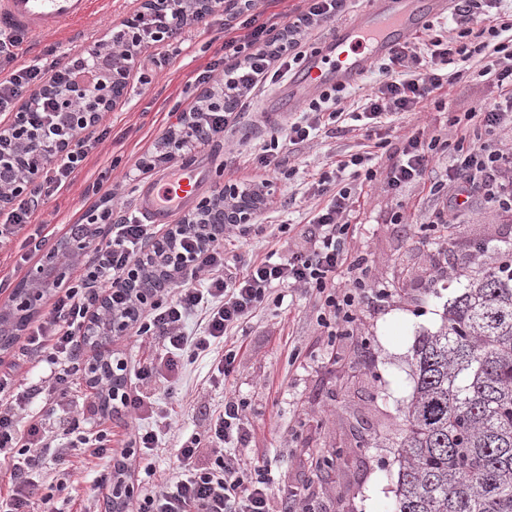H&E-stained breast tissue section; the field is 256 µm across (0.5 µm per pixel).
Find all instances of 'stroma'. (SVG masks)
<instances>
[{
    "label": "stroma",
    "mask_w": 512,
    "mask_h": 512,
    "mask_svg": "<svg viewBox=\"0 0 512 512\" xmlns=\"http://www.w3.org/2000/svg\"><path fill=\"white\" fill-rule=\"evenodd\" d=\"M300 4L260 0L250 15L241 0H224L221 9L184 23L171 42L142 45L122 104L101 115L109 135L90 150L70 183L33 214L32 225L42 228L46 247L81 219L89 207L86 189L97 181L130 214L137 211L141 185L164 177L178 161L208 164V197L229 184L258 183L262 173L255 157L280 126L261 110L267 89L241 99L223 139L183 151L173 162L163 150L167 114L195 104L194 78L212 56L211 38L243 36L259 22L285 23ZM139 6L140 0H93L83 22L55 34L26 35L16 61L29 65L49 48L64 55L102 43ZM478 68L475 62L464 64L461 80L450 87L442 105L402 112L386 123L362 115L365 97L379 78L369 70L345 89L346 114L339 126H326L302 144L284 145L279 156L291 177L273 182L264 220L248 235L226 233V260L240 265L271 252L284 259L305 248L304 231L327 203L314 193L315 174L345 156L370 152L377 177L358 191L346 217L351 226L346 250L364 255L370 276L391 295L387 303L363 305L353 334L333 343L322 324L323 298L296 290L283 302H268L243 329L230 333L229 342L238 348L231 376L220 374L210 355L182 363L169 379V391L161 395V407L171 412L175 424L150 458L154 483L173 475L180 440L206 434L225 397L233 396L247 401L250 428L248 442L235 453L246 464H268L277 488L309 487L325 512H393L403 412L414 391L413 346L419 336L441 327L448 303L482 268L512 263V212L486 205L477 193L450 227L438 218L443 203L431 194L430 179L408 184L397 195L386 191L384 182L405 136L417 132L443 143L454 135L449 112L499 101L494 82L477 77ZM378 138L390 142V150L375 149ZM38 259V254H25L22 236L0 243V304ZM439 266L453 267V275L435 277ZM294 352L299 355L295 361L290 358ZM92 400L82 381L67 405L55 406L52 396L43 393L30 410L52 412L54 436L64 446L71 440L70 421ZM101 467L99 460L75 455L65 468L52 452L44 458L39 479L53 486L58 512H96L109 494L108 487L96 482Z\"/></svg>",
    "instance_id": "1"
}]
</instances>
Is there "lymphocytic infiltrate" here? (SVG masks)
Listing matches in <instances>:
<instances>
[{"label":"lymphocytic infiltrate","mask_w":512,"mask_h":512,"mask_svg":"<svg viewBox=\"0 0 512 512\" xmlns=\"http://www.w3.org/2000/svg\"><path fill=\"white\" fill-rule=\"evenodd\" d=\"M503 0H454L453 15L461 24L456 35L431 37L426 45L427 71L415 73L411 63L418 56L408 46L398 47L380 63L381 79L368 97L366 111L378 119L399 112L422 108L435 100L438 93L458 79L451 66L457 62L482 63V75L493 77L502 99L494 104H480L471 111L451 116L450 126L459 128L460 136L449 142L452 163L444 179L434 182L435 192L447 184H456L457 196L448 201L449 211L463 208L460 192L482 191L486 204L512 211V151L486 144L468 142L465 131L475 127L490 130L512 123V14L502 9ZM345 0H304L303 8L287 25L261 24L250 34L224 40L214 50L206 69L199 72L195 85L204 103L191 112L190 123L200 126L205 141L223 136L233 120L231 113L214 106L212 85H219L226 97L241 98L266 81L276 79V66L299 64L304 52L300 37L318 22L338 16ZM95 60L90 56L72 55L63 59L46 51L42 62L12 69L0 79V111H6L20 99H30L31 111L39 117H53L57 106L52 97L42 94L46 75L64 83L78 74L91 72ZM339 90L324 92L312 100L302 115L289 124L285 139L298 145L318 130L323 119L339 121L344 113ZM95 137L71 142L59 164L47 170L34 192L20 199L0 222V240L23 235L24 246L39 251L43 240L39 234H26L25 228L42 198L61 190L72 174L82 168ZM433 145L419 136L410 135L398 150L399 157L387 182L388 190L400 191L406 184L423 179L432 160ZM371 155L352 154L338 161L335 172L322 173L316 183L319 194L328 196L307 233L309 247L294 252L287 260L267 256L248 261L240 273L226 275L224 237L216 235L207 246H200L192 236L184 237L185 246L194 248L192 267L183 270L142 310L136 336L162 338L161 359H147L129 370L134 388L123 392L119 405L136 419L151 412L162 379V368H174L184 358H194L210 350L212 344L242 325L253 312L265 304L278 287L311 289L324 294L329 309L331 332L344 336L357 320L363 303L383 301L386 293L365 274V260L349 258L343 242L349 233L344 219L354 203L346 176L372 182L376 172ZM94 212H112L111 199L94 205ZM112 234L96 251L93 263L84 269L73 285L57 297L49 316L42 319L27 336L23 357L35 362L48 382L56 401H67L81 372L83 349L77 340L101 295H119L129 269L136 264L143 245L155 232L151 225L133 215L113 214ZM202 314L199 332L186 333L185 322L193 314ZM16 371L0 373V455L12 458L6 499L8 512H53L52 493L42 492L32 480L33 471L41 469L45 452L53 436L46 416L28 413L33 391L16 390ZM246 405L236 398L224 401L222 413L210 427L208 439L190 435L177 450V471L162 485L142 488L125 501L121 512H273L280 503L283 512L300 508L301 512H318L319 502L313 491L301 488L274 498L271 470L267 466L242 467L239 459L228 454L231 445L245 444L250 435ZM158 445L152 430L136 429L124 446L112 445V435L98 430L95 436L77 435L71 448L93 457H107L124 478L135 472L152 475L147 460ZM210 453V465H200L203 453Z\"/></svg>","instance_id":"lymphocytic-infiltrate-1"}]
</instances>
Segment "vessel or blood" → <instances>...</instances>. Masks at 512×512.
<instances>
[{
    "label": "vessel or blood",
    "instance_id": "1",
    "mask_svg": "<svg viewBox=\"0 0 512 512\" xmlns=\"http://www.w3.org/2000/svg\"><path fill=\"white\" fill-rule=\"evenodd\" d=\"M92 0H0V32L51 33L86 18ZM449 0H371L370 8L333 26L328 37L308 50L266 104L268 116L297 111L330 88L355 84L375 61L392 55L412 39L428 18L441 14ZM206 182L201 166L185 163L162 179L148 183L138 208L149 223L172 222Z\"/></svg>",
    "mask_w": 512,
    "mask_h": 512
}]
</instances>
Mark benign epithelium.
Wrapping results in <instances>:
<instances>
[{"instance_id":"obj_1","label":"benign epithelium","mask_w":512,"mask_h":512,"mask_svg":"<svg viewBox=\"0 0 512 512\" xmlns=\"http://www.w3.org/2000/svg\"><path fill=\"white\" fill-rule=\"evenodd\" d=\"M140 17L142 13L139 12L136 17L124 23L121 30L123 41L134 45L151 37H163L162 27L149 35L144 33L138 24ZM93 52L96 56L105 54L106 80L100 82L92 94H86L79 86H73L66 92L51 85L42 89V93H49L56 100V116L61 133L64 134V138L58 142L60 148L82 134L90 120L99 115L105 106L114 107L120 103L126 93L133 69V56L116 53L103 45L97 46ZM42 140L40 120L34 113L23 110L15 116L7 132H0V172L8 177V181L0 184V205L9 203L13 196L26 189L28 183L23 177L34 176L38 168L54 161L55 155L41 148ZM224 194L236 197L234 206L227 211V220L234 224L251 223L254 217L252 198L240 194L239 188L234 185L224 187ZM206 223L207 220L202 219L192 228L183 224L168 226L155 243L154 249L142 257L127 276L128 288L125 292L135 295L134 303L115 312L108 296H102L100 304L103 312L85 327L83 340L102 350L106 348L103 335L114 339L128 335L140 310L152 299L146 270L164 267L175 271L189 267L193 263V255L179 250L177 242L187 234L196 236L202 243L206 242L208 236L200 232ZM111 229V224L96 216L90 218L88 224L72 225L56 245L28 270L21 287L12 293L9 301L0 305V333L7 330L13 336L21 335L28 320L38 312L49 290L67 286L71 260L108 236Z\"/></svg>"}]
</instances>
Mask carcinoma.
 Instances as JSON below:
<instances>
[{
    "label": "carcinoma",
    "mask_w": 512,
    "mask_h": 512,
    "mask_svg": "<svg viewBox=\"0 0 512 512\" xmlns=\"http://www.w3.org/2000/svg\"><path fill=\"white\" fill-rule=\"evenodd\" d=\"M413 360L395 512H512V273L485 268Z\"/></svg>",
    "instance_id": "1"
}]
</instances>
